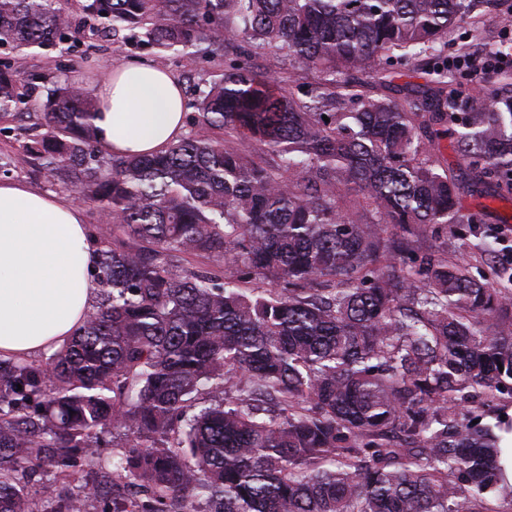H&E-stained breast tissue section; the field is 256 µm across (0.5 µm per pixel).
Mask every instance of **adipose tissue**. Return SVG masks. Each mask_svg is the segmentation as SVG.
<instances>
[{"label":"adipose tissue","instance_id":"adipose-tissue-1","mask_svg":"<svg viewBox=\"0 0 512 512\" xmlns=\"http://www.w3.org/2000/svg\"><path fill=\"white\" fill-rule=\"evenodd\" d=\"M95 93L94 123L114 154L161 150L182 131L181 84L161 68L112 67ZM96 260L81 206L0 181V356L59 349L91 306Z\"/></svg>","mask_w":512,"mask_h":512}]
</instances>
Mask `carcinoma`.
<instances>
[{"label": "carcinoma", "mask_w": 512, "mask_h": 512, "mask_svg": "<svg viewBox=\"0 0 512 512\" xmlns=\"http://www.w3.org/2000/svg\"><path fill=\"white\" fill-rule=\"evenodd\" d=\"M491 5L0 0V121L34 132L0 174L36 167L105 224L82 325L44 361L0 359V512H489L497 425L463 408L512 395V262L495 233L468 244L481 279L400 257L432 224L477 221L460 189L512 194V74L463 112L446 51ZM96 38L162 61L244 41L317 79L300 98L297 72L236 58L192 86L177 140L115 156L94 89L18 64ZM423 60L422 86L361 90ZM447 139L463 182L435 158Z\"/></svg>", "instance_id": "obj_1"}]
</instances>
